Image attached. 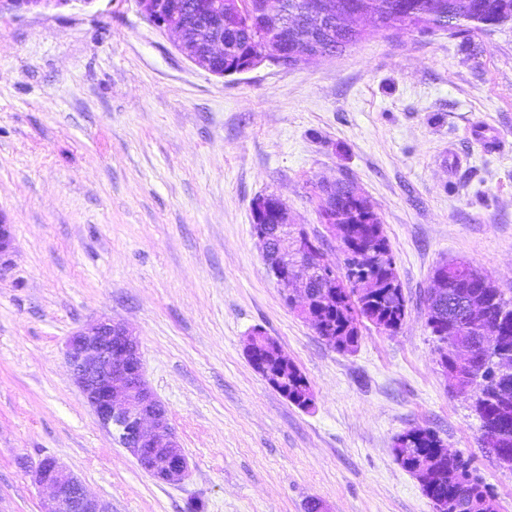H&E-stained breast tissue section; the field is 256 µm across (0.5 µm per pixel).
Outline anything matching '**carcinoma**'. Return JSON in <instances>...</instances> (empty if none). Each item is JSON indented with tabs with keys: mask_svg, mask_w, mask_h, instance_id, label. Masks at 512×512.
<instances>
[{
	"mask_svg": "<svg viewBox=\"0 0 512 512\" xmlns=\"http://www.w3.org/2000/svg\"><path fill=\"white\" fill-rule=\"evenodd\" d=\"M310 0H278L274 17L257 22L263 0H241L234 16V31L224 35V70L248 65L254 56L288 35V46L311 51L324 42L343 52L380 32L398 27L420 33L446 32L489 37L507 27L512 29V0H332L323 15H312ZM363 17L374 20L373 28L358 24ZM336 208V224L348 235L360 233L358 257L345 259L336 274V302L323 307L321 332L336 337L334 349L353 351L359 342L360 326L368 322L379 330L395 332L407 313L406 297L392 300L397 276L393 265L376 267L371 256L391 251L382 224L366 198L350 183H338L329 194ZM436 273L445 274L441 288L425 295L427 325L437 341L448 345V374L454 389H477L473 403L480 421L482 447L499 448L512 457V298L502 293L480 272L465 262H451ZM496 328L500 341L484 348L478 330ZM467 352L466 361L455 355ZM265 359L269 369L287 379V399L301 409L313 402L305 376L290 361L274 355ZM396 458L411 473L429 466L442 468L444 480L422 485L425 495L441 512H496L489 488L475 475L469 460L444 451L441 440L427 430H409L395 443Z\"/></svg>",
	"mask_w": 512,
	"mask_h": 512,
	"instance_id": "1",
	"label": "carcinoma"
}]
</instances>
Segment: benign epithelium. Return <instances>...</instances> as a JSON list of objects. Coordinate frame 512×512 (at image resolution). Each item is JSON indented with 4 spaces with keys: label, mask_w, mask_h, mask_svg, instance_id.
Returning a JSON list of instances; mask_svg holds the SVG:
<instances>
[{
    "label": "benign epithelium",
    "mask_w": 512,
    "mask_h": 512,
    "mask_svg": "<svg viewBox=\"0 0 512 512\" xmlns=\"http://www.w3.org/2000/svg\"><path fill=\"white\" fill-rule=\"evenodd\" d=\"M142 14L158 28L176 37L178 50L198 67L217 76L224 70L212 66L213 59L224 55V16L199 31L203 39L188 38L191 22L211 13L208 3H196L184 9L176 0H137ZM70 0H0V16H17L39 6L66 5ZM255 224L253 235L263 244V260L269 276L283 294L302 298L299 314L313 318L309 307L316 298L307 284L316 280L323 293L336 287L335 268L324 260L314 265L294 260L311 250L323 253V242L336 239L335 217L328 207L320 209L326 234L310 235L306 228L288 223L286 203L276 195L256 198L252 203ZM13 249L10 225L0 218V268L8 266ZM263 338L254 330L245 338V352L255 370L276 387L266 364L257 356ZM64 360L97 422L112 439L136 459L142 470L159 483L176 485L189 473L168 418L165 406L157 399L142 373L140 342L125 324L105 319L86 330L72 333L64 345ZM35 484L48 489L40 512H112V503L89 494L82 481L53 457L25 464Z\"/></svg>",
    "instance_id": "7a95c632"
}]
</instances>
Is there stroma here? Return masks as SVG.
Instances as JSON below:
<instances>
[{"mask_svg":"<svg viewBox=\"0 0 512 512\" xmlns=\"http://www.w3.org/2000/svg\"><path fill=\"white\" fill-rule=\"evenodd\" d=\"M379 215L408 300L397 332L335 350L285 304L252 233L278 195L320 235L318 185ZM0 512H40L21 460L57 459L112 512H435L393 448L411 429L469 458L512 512L472 399L436 362L423 296L466 261L512 298V31L472 47L392 28L318 62L218 77L137 0L0 18ZM102 318L140 339L188 478L156 482L97 424L63 357ZM272 337L315 405L243 340ZM260 330H253L252 333L245 338V352L251 361L255 370L261 374L273 387L278 388V380H272L270 372L268 371L266 364L256 355L258 349L261 346L262 341L265 343ZM265 359L273 374L282 375L288 380L287 384H284L285 387H288V394L286 396L288 401L298 408L308 409L314 397L306 377L301 374L289 359L288 362H280L277 357L274 356L273 350L271 351V355L265 353Z\"/></svg>","mask_w":512,"mask_h":512,"instance_id":"obj_1","label":"stroma"}]
</instances>
